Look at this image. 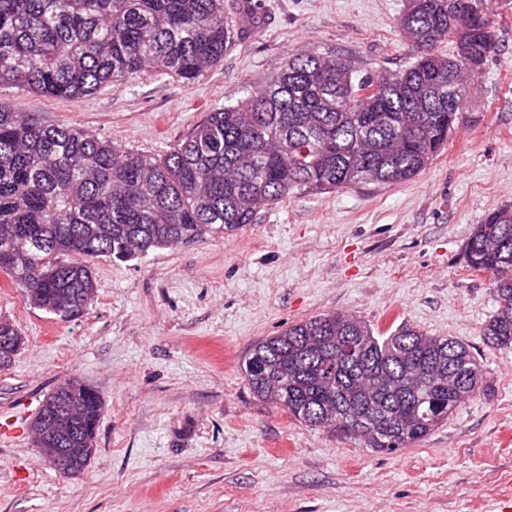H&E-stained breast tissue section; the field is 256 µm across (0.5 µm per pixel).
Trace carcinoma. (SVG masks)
<instances>
[{
    "label": "carcinoma",
    "instance_id": "cac0c4a2",
    "mask_svg": "<svg viewBox=\"0 0 512 512\" xmlns=\"http://www.w3.org/2000/svg\"><path fill=\"white\" fill-rule=\"evenodd\" d=\"M486 22L481 0H410L396 22L414 53L406 69L375 75L348 56L293 54L269 85L211 109L163 154L0 104V267L30 306L72 321L95 300L99 258L229 235L303 188L412 180L448 143L476 76L468 61L498 48ZM238 34L224 0H0V88L82 100L146 70L190 84ZM465 257L498 299L486 344L512 346V205L475 225ZM19 337L0 318V370ZM243 372L257 399L381 453L488 390L467 345L409 324L387 334L342 312L257 342ZM69 404L76 418L58 427L56 447H92L101 396L70 378L39 414Z\"/></svg>",
    "mask_w": 512,
    "mask_h": 512
}]
</instances>
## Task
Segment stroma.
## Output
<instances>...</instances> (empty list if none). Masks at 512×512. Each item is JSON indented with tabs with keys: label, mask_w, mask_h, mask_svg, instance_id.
<instances>
[{
	"label": "stroma",
	"mask_w": 512,
	"mask_h": 512,
	"mask_svg": "<svg viewBox=\"0 0 512 512\" xmlns=\"http://www.w3.org/2000/svg\"><path fill=\"white\" fill-rule=\"evenodd\" d=\"M499 49L472 83L448 146L403 184L295 191L230 236L97 259L96 300L63 322L0 273V316L24 345L0 371V512H496L512 490V346L488 347L498 308L464 257L475 224L512 205V0H483ZM248 32L192 85L141 77L80 101L0 89L48 124L161 153L204 113L268 85L289 54L352 55L376 74L412 55L394 29L407 0H224ZM347 312L468 345L490 391L398 452L310 428L251 392V347L297 321ZM76 377L103 398L95 453L60 475L32 432Z\"/></svg>",
	"instance_id": "1"
}]
</instances>
